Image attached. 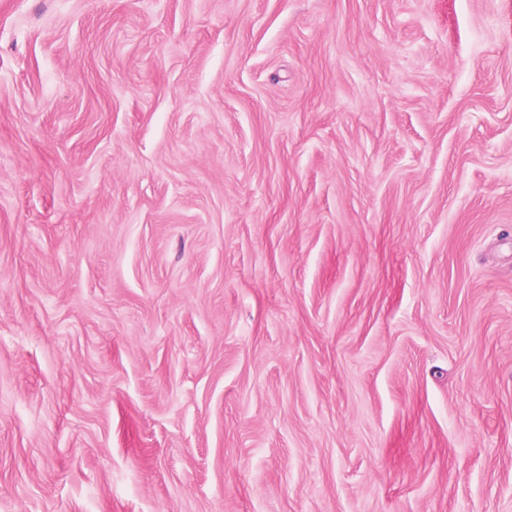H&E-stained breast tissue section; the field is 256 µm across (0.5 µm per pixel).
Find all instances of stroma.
<instances>
[{
	"label": "stroma",
	"instance_id": "35a3bbf8",
	"mask_svg": "<svg viewBox=\"0 0 512 512\" xmlns=\"http://www.w3.org/2000/svg\"><path fill=\"white\" fill-rule=\"evenodd\" d=\"M0 512H512V0H0Z\"/></svg>",
	"mask_w": 512,
	"mask_h": 512
}]
</instances>
